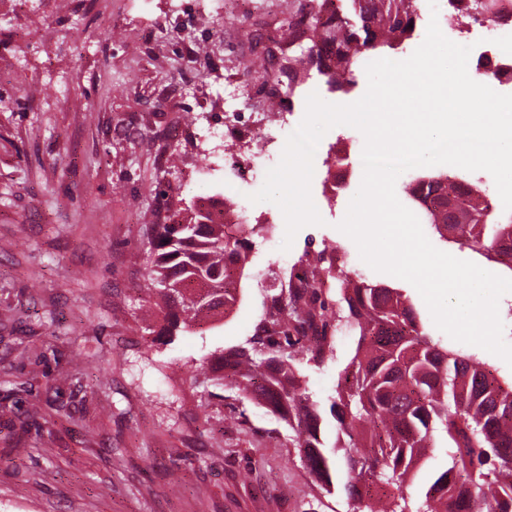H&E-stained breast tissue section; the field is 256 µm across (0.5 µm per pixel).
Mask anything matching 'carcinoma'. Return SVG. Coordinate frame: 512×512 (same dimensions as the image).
Instances as JSON below:
<instances>
[{"instance_id": "carcinoma-1", "label": "carcinoma", "mask_w": 512, "mask_h": 512, "mask_svg": "<svg viewBox=\"0 0 512 512\" xmlns=\"http://www.w3.org/2000/svg\"><path fill=\"white\" fill-rule=\"evenodd\" d=\"M498 0H459L456 11L475 9L499 22ZM326 0H288V18L264 67L288 70V91L314 76L345 75L336 88L356 84L354 64L367 51L396 49L411 38L416 0H345L328 15ZM410 198L426 223L447 242L512 272V224H501L475 186L455 175L417 178ZM186 208L171 224L154 225L144 245L150 287L158 285L162 321L150 345H168L205 313L222 318L237 301L229 292L245 265L256 227L237 235L214 223L208 198ZM323 252L305 253L308 288H294L285 304L261 317L243 346L211 353L223 373L207 378L220 394L234 379L237 397L287 419L303 448L304 465L326 492L334 489L336 457L343 452L347 498L367 512H512V381L500 377L479 353L434 339L418 311L398 288L353 281L323 266ZM358 334L353 356L339 373L329 412L335 440L318 433L322 417L309 398L298 400L302 374L297 355L321 364L335 352V333ZM451 448L421 500L404 495L436 448Z\"/></svg>"}]
</instances>
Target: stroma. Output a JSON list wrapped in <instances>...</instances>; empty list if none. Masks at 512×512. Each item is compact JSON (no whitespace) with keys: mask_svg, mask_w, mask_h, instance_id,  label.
Segmentation results:
<instances>
[{"mask_svg":"<svg viewBox=\"0 0 512 512\" xmlns=\"http://www.w3.org/2000/svg\"><path fill=\"white\" fill-rule=\"evenodd\" d=\"M286 0H0V512H359L323 491L288 432L263 409L246 424L209 398L203 358L253 336L271 288L304 252L341 251L352 279L398 288L441 337L409 282L360 261L338 230L362 176L350 172L364 147L357 129L329 130L314 156L312 199L324 220L282 250L284 227L257 237L238 281V302L220 322L204 319L172 344L148 346L155 321L143 244L151 203L165 189L163 214L218 191L243 192L250 223L278 208L251 203L265 181L196 183L208 113L223 126L224 80L251 74L252 53L232 38L255 16L282 20ZM172 24L167 41L153 39ZM117 29L122 39L104 37ZM214 46L204 72L175 58ZM348 91L317 77L284 94L293 123L305 100L350 104ZM355 338L337 336V356L301 361L303 386L333 441L329 396Z\"/></svg>","mask_w":512,"mask_h":512,"instance_id":"obj_1","label":"stroma"}]
</instances>
